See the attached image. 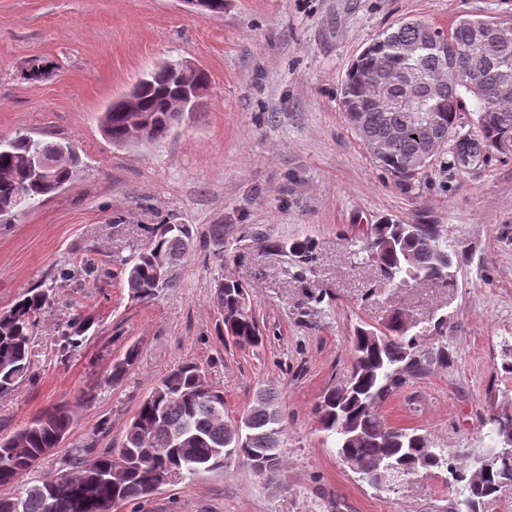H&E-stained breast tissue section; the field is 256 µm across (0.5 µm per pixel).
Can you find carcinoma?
I'll return each mask as SVG.
<instances>
[{"label": "carcinoma", "instance_id": "carcinoma-1", "mask_svg": "<svg viewBox=\"0 0 512 512\" xmlns=\"http://www.w3.org/2000/svg\"><path fill=\"white\" fill-rule=\"evenodd\" d=\"M471 17L460 18L444 31L421 20L403 21L388 29L364 49L347 71L341 88V108L348 126L367 148L383 145L373 155L378 166L399 186L408 188L425 173V134L411 125L410 113L393 109L381 112L373 102L374 83L383 79L389 96H403L401 79L407 74L439 69L467 73L472 56L485 61L476 73L478 93L467 84L446 83L422 90L416 104L421 116L436 120L443 144L453 141L452 164L460 170L481 167L495 152H512V40L486 39L475 42ZM409 44L411 56L403 54ZM169 60L137 82L121 99L102 113L101 129L117 146L136 142L139 123L147 137L160 142L176 124L181 105L180 88L207 94L209 76L202 69H188L181 83L173 80ZM475 104L478 115L489 119L476 122L475 130L456 133L465 99ZM66 154L64 163L51 174L36 179L29 157L36 150ZM79 157L62 142H44L27 135L0 140V223L7 224L18 213L37 205L67 184L80 166ZM192 243L186 224H159L151 231L147 245L121 260L120 273L133 297L148 300L161 288L176 286L174 269ZM355 257L371 260L380 274L400 286L429 281L444 287L454 281L448 238L438 224H372L354 241ZM300 272L314 262V243L291 246ZM213 301L222 315L225 335L240 348L258 349L264 332L249 306L248 287L238 280L219 281ZM50 303L49 289L32 292L9 311L0 314V393L12 390L27 375L33 328ZM409 327L396 311L382 329L359 327L353 336V367L347 384L330 387L317 405L320 430L340 460L350 459L376 490H389L398 479L420 470L447 472L455 491L448 512H480L482 501L499 487L512 483V455L481 457L470 467L454 462L445 448H433L427 436L412 428L388 425L378 413L380 405L407 378L448 365L443 344L424 351L414 350ZM131 347L112 369V380H120L137 359ZM206 378L196 363H186L160 378L139 403L128 421L124 440L117 448L79 454L67 460L65 470L77 474L73 482L62 472L44 477L13 496L0 497V512H114L118 506L151 496L156 473L182 480L200 472L224 470L241 461L259 477L275 478L283 465V418L275 407L274 395L262 394L241 419V426L224 423V392L208 386L199 392L198 380ZM70 412L57 406L33 419L23 429L0 438V485H12L31 472L57 448L70 426ZM490 433L498 441L512 440V415L491 420ZM388 467L383 482L372 475ZM481 472L485 494L477 499L471 480Z\"/></svg>", "mask_w": 512, "mask_h": 512}]
</instances>
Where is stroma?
<instances>
[{"mask_svg": "<svg viewBox=\"0 0 512 512\" xmlns=\"http://www.w3.org/2000/svg\"><path fill=\"white\" fill-rule=\"evenodd\" d=\"M464 15L510 19L512 0H224L217 17L183 0H0V139L66 141L83 161L60 191L0 224V312L52 289L29 372L0 394V437L56 405L72 414L31 479L83 449L119 446L152 385L193 362L223 390L227 424L259 392L277 394L283 467L269 481L236 461L119 512H446L447 472L419 471L377 491L326 444L315 408L349 380L356 327H382L397 308L416 348L443 343L448 364L382 403L388 424L420 429L464 464L488 445L490 413L512 414V374L502 368L512 360V156L460 171L445 149L405 190L340 107L352 60L389 27L416 19L448 29ZM169 58L208 70L203 111L162 143L112 144L102 112ZM34 61L44 67L36 79L27 74ZM421 216L448 238L454 285L399 288L352 256L350 239L370 225ZM167 223L193 233L177 285L133 299L120 261ZM216 224L219 245L210 240ZM306 239L316 261L302 275L289 246ZM225 278L248 286L266 327L261 349L223 338L212 296ZM75 318L82 343L62 348ZM133 346L135 364L113 381V365Z\"/></svg>", "mask_w": 512, "mask_h": 512, "instance_id": "35a3bbf8", "label": "stroma"}]
</instances>
